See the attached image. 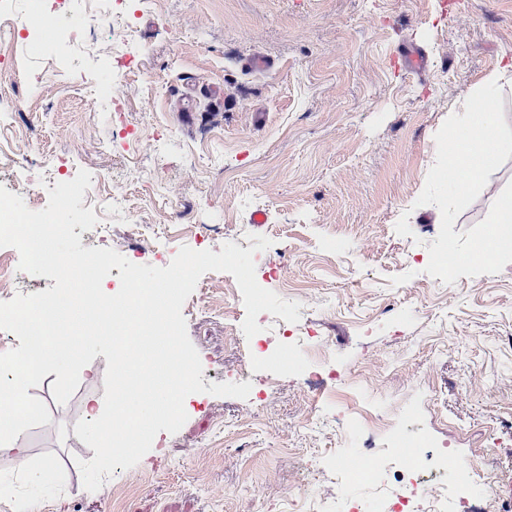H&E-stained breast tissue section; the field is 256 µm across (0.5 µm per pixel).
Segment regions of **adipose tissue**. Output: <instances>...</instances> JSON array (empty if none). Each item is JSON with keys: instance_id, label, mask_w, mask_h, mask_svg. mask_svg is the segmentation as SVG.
<instances>
[{"instance_id": "obj_1", "label": "adipose tissue", "mask_w": 512, "mask_h": 512, "mask_svg": "<svg viewBox=\"0 0 512 512\" xmlns=\"http://www.w3.org/2000/svg\"><path fill=\"white\" fill-rule=\"evenodd\" d=\"M512 75V64L496 69L477 85L462 104L457 122L448 140L447 180L455 193L467 191L478 184L499 161L501 137L497 112L498 91L501 81ZM494 225L487 239L475 247L473 257L488 261L501 258L512 251V191L498 198L492 212ZM80 311L74 298L62 293L47 300L39 318V328L44 334L42 352H33L22 346L11 363L0 366L8 385L9 396L0 399V455L12 462L30 479L47 485L55 477V462L46 459L40 468H30L31 450L28 431L36 412L31 408L28 389L36 371L58 370L68 364L72 355V332ZM82 341L106 340L113 347L111 361L114 365L129 367L144 365L153 349L152 343L139 341L132 324H121L114 329L101 325L93 333L82 334ZM170 400L167 380L156 381L150 392L137 386L124 387L118 397L124 413L115 418H103L96 399H87L84 406V426L79 435L104 446L96 464L99 469L111 470L114 459L128 454L129 449L119 436L134 421L148 422L160 417Z\"/></svg>"}]
</instances>
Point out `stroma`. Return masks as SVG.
<instances>
[{"label":"stroma","mask_w":512,"mask_h":512,"mask_svg":"<svg viewBox=\"0 0 512 512\" xmlns=\"http://www.w3.org/2000/svg\"><path fill=\"white\" fill-rule=\"evenodd\" d=\"M25 0H0L16 22L17 41L0 58V103L28 100L40 127L0 135L31 155L102 171L109 190L130 193L133 214L111 215L115 240L137 237L160 220L162 201L128 179H160L185 203L189 222L226 225L213 252L236 240V225L272 246L255 253L258 284L278 295L303 285L315 295L301 308L319 335L332 339L336 366L381 410L409 396L400 435H429L453 457L493 462L502 474L495 496L512 504V253L496 263L441 274L433 260L442 239L469 253L487 235L496 195L512 189V81L498 106L505 149L484 182L449 209L437 172L463 101L481 80L512 61V0H155L133 19L136 45L148 48L128 90L131 121L145 136L134 150L99 153L112 136V114L85 105L84 81L112 87V58L65 41L66 31L94 28L84 0L43 21L29 35ZM415 46L425 70H407L401 51ZM269 60L249 70L250 57ZM193 103L191 119L181 108ZM173 138L156 153L152 136ZM266 221H252L254 212ZM422 258L404 261L408 246ZM187 333L203 384L237 382L232 343L241 322L199 313ZM316 351L294 347L284 361L262 359L254 378L277 373L265 407L254 398L196 393L188 419L163 448L96 469L97 449L73 432L81 414L60 416L45 396L55 374L30 388L43 411L28 433L31 462L53 457L51 488L29 484L0 456V512L38 495L41 512H112L110 484L145 473L124 512H292L295 462L320 463L337 438L312 439L299 427L309 404L300 389Z\"/></svg>","instance_id":"obj_1"}]
</instances>
